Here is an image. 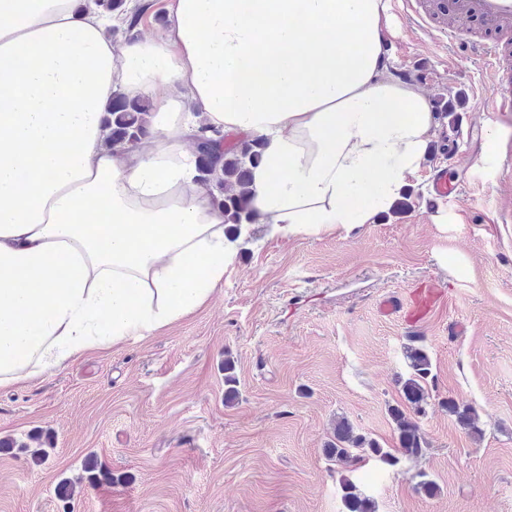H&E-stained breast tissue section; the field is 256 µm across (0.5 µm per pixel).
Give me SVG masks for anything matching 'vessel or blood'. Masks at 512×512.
<instances>
[{
  "label": "vessel or blood",
  "mask_w": 512,
  "mask_h": 512,
  "mask_svg": "<svg viewBox=\"0 0 512 512\" xmlns=\"http://www.w3.org/2000/svg\"><path fill=\"white\" fill-rule=\"evenodd\" d=\"M407 13L439 35H451L459 56L488 60L495 94L488 106L512 112V0H402ZM444 300L442 290L418 288L384 299V314L397 313L414 325L426 323Z\"/></svg>",
  "instance_id": "1"
}]
</instances>
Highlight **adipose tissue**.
Listing matches in <instances>:
<instances>
[{"label": "adipose tissue", "instance_id": "ef3b65f1", "mask_svg": "<svg viewBox=\"0 0 512 512\" xmlns=\"http://www.w3.org/2000/svg\"><path fill=\"white\" fill-rule=\"evenodd\" d=\"M113 40L83 0H0V386L203 306L239 241L198 181L201 128L265 142L251 206L288 239L370 223L420 170L434 116L382 56L386 0H162ZM151 105L110 147L113 94ZM150 3H155L150 9L146 11V13L141 16L140 13H134L130 16L129 25L132 28L135 24L140 20L141 24L138 23L133 29H127L125 26L120 32L122 36L125 38L138 39L142 37L144 34L149 32H159L164 27V19L160 15L161 1L160 0H151Z\"/></svg>", "mask_w": 512, "mask_h": 512}]
</instances>
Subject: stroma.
I'll return each instance as SVG.
<instances>
[{
  "label": "stroma",
  "mask_w": 512,
  "mask_h": 512,
  "mask_svg": "<svg viewBox=\"0 0 512 512\" xmlns=\"http://www.w3.org/2000/svg\"><path fill=\"white\" fill-rule=\"evenodd\" d=\"M390 71L435 115L417 177L373 223L252 243L195 312L121 347L0 388V512H344L323 448L336 419L384 447L404 346L423 337L436 386L419 418L426 454L352 472L377 512H512V112L488 115L487 67L388 0ZM442 166L463 168L436 199ZM445 302L424 325L379 303L422 281ZM238 397L225 399L224 360ZM476 410L474 440L442 402ZM51 438L45 461L26 444ZM13 440L10 448L2 440ZM110 480H83L86 459ZM439 489L416 492L418 471Z\"/></svg>",
  "instance_id": "35a3bbf8"
}]
</instances>
